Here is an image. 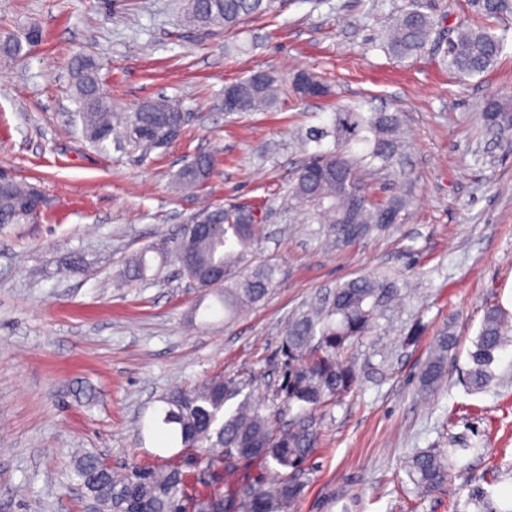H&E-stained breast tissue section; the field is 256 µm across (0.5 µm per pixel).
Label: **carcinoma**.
<instances>
[{
    "label": "carcinoma",
    "instance_id": "cac0c4a2",
    "mask_svg": "<svg viewBox=\"0 0 512 512\" xmlns=\"http://www.w3.org/2000/svg\"><path fill=\"white\" fill-rule=\"evenodd\" d=\"M276 0H184L183 24L204 36L238 29L247 19L272 11ZM482 18L512 15V0H471ZM447 14L422 2L410 0L386 30L383 49L396 60L421 54L440 35ZM505 38L483 22H461L448 29L442 63L459 76L480 75L494 68L504 51ZM20 39L0 35V53L19 56ZM100 62L92 55L70 61L77 116L82 134L90 144L117 152L160 148L152 132L159 126L182 127L179 102L167 97L149 100L133 109L117 105L99 83ZM304 97L327 94L326 86L307 72L304 83L285 82L268 73L250 74L224 87L236 97L233 112H258L276 105L287 89ZM487 128L500 135L512 134V100H492L483 110ZM305 161L294 171L279 209L299 211L306 223L321 225L324 241L344 246L356 241L352 227L364 237L382 228L380 217L399 216L402 202L395 198L374 200L366 174L391 168L403 148L401 119L397 112H366L360 105L340 106L330 123L307 131L299 140ZM215 159L197 155L175 174L178 191L202 187L213 175ZM48 207L46 196L35 186L10 179L0 183V226L32 224L37 215L31 205ZM249 205L209 206L199 210L172 241L165 258L177 265L179 274L199 283L224 271V280L208 289L215 294L224 319L235 318L255 306L276 287V266L261 258L264 225ZM148 269L141 252L123 272L125 279L141 280ZM395 285L383 277L361 276L336 286L293 318L282 341L285 357L282 382L275 390L279 411L291 415L288 425L276 428L263 413L260 402L249 397L233 409L227 403L241 394L243 385L234 379L211 377L190 387L177 386L165 394L159 422L179 441L195 450L199 460L198 488L187 492V481L177 468L132 462L120 470L101 457L81 454L74 472L98 512H293L305 483V464L318 445V415L331 410L355 388L358 373L345 357L352 344L366 335L381 309L394 301ZM508 342L505 314L496 306L486 309L468 356L466 387L484 390L494 378V366ZM454 336L437 337L419 372L420 392L433 391L444 379L448 357L455 348ZM259 462L268 475L255 483L226 486L227 475L243 462ZM410 475L417 495L425 497L448 484V451L431 448L410 458Z\"/></svg>",
    "mask_w": 512,
    "mask_h": 512
}]
</instances>
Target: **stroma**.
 <instances>
[{
	"label": "stroma",
	"mask_w": 512,
	"mask_h": 512,
	"mask_svg": "<svg viewBox=\"0 0 512 512\" xmlns=\"http://www.w3.org/2000/svg\"><path fill=\"white\" fill-rule=\"evenodd\" d=\"M408 2L284 0L201 41L184 27L180 0H0V33L41 34L27 54L0 56V169L50 200L38 222L0 226V512H86L71 448L116 467L174 456L176 441L155 426L172 385L221 375L267 398L289 319L367 274L394 281L400 302L350 349L358 386L322 418L294 512H341L343 487L360 512H475L479 488L512 512V344L485 391L463 383L485 309L512 319V141L482 120L489 101L512 91V19L496 28L501 62L461 78L441 67L440 45L403 61L382 51L385 25ZM78 54L102 63V88L123 108L178 100L180 137L144 156L91 146L72 101L68 62ZM257 70L312 72L330 92L224 112L225 86ZM358 102L401 115L397 171L369 173L367 183L375 199L407 205L397 223L336 249L277 207L300 162L294 139ZM199 153L215 157L212 178L172 193ZM230 203L274 209L262 255L279 274L228 323L160 250L203 205ZM142 252L146 280L116 287ZM445 330L457 353L439 387L420 394V367ZM432 446L448 449L450 478L419 498L408 460Z\"/></svg>",
	"instance_id": "stroma-1"
}]
</instances>
